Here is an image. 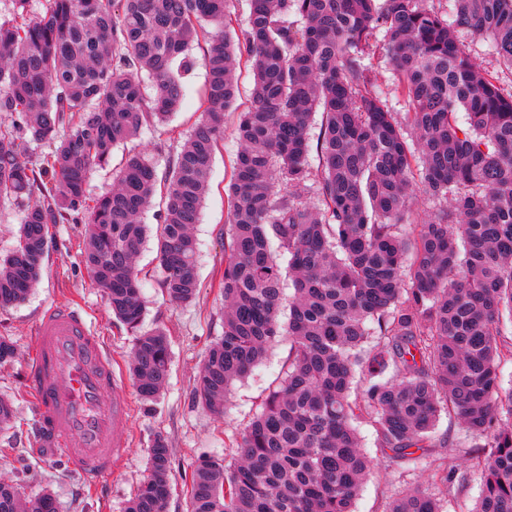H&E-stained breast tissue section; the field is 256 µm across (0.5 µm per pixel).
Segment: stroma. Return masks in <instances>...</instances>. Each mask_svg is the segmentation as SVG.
Returning <instances> with one entry per match:
<instances>
[{"mask_svg":"<svg viewBox=\"0 0 512 512\" xmlns=\"http://www.w3.org/2000/svg\"><path fill=\"white\" fill-rule=\"evenodd\" d=\"M206 83L205 68L196 66L188 79V93L169 124L144 131L139 138L116 147L110 165L92 175L90 194L98 196L111 190L116 171L130 153L146 155L158 170H165L198 117ZM235 122V115H228L200 222L194 227L199 279L195 299L186 304L169 301L162 290L163 274L154 243H147L137 261L147 300L145 325L165 329L171 341L170 378L156 404L143 402L128 373V354L134 343L131 331L112 315L82 263L86 244L83 224L66 221L49 225L51 247L38 283L23 303L0 308V338L13 341L16 351L12 362L0 364V397L13 407L10 427L0 428V480L16 483L22 500L48 493L55 499L58 512H126L147 473V450L154 437L160 435L171 448L172 490L165 512H186V478L198 458L204 454L220 456L233 448L238 433L258 411L269 389L279 382L288 359L289 345L284 340L272 345L252 373L233 386L224 417L212 415L194 395L195 377L205 352L224 333V297L219 282L224 273L225 185L238 149ZM56 303H75L84 308L112 353L116 373L131 404V417L125 428L127 453L102 488L95 491L83 486L80 477L67 468L54 449L35 445L34 403L24 388L23 374L33 360L37 318L42 310ZM358 432L360 448L372 468L354 501V512H386L390 502L408 489L427 486L438 464L466 466L469 456L481 444L454 412L445 410L436 422L434 438L439 443L447 441V448L438 445L419 460L389 469L379 460L374 428L363 422Z\"/></svg>","mask_w":512,"mask_h":512,"instance_id":"35a3bbf8","label":"stroma"}]
</instances>
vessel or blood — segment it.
Returning a JSON list of instances; mask_svg holds the SVG:
<instances>
[{
    "mask_svg": "<svg viewBox=\"0 0 512 512\" xmlns=\"http://www.w3.org/2000/svg\"><path fill=\"white\" fill-rule=\"evenodd\" d=\"M26 386L41 445L58 450L84 485L99 488L124 450L129 399L112 355L84 311L55 304L39 315Z\"/></svg>",
    "mask_w": 512,
    "mask_h": 512,
    "instance_id": "vessel-or-blood-1",
    "label": "vessel or blood"
}]
</instances>
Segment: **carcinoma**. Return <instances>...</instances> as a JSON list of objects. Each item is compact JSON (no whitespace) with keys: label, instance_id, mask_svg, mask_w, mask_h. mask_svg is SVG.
<instances>
[{"label":"carcinoma","instance_id":"1","mask_svg":"<svg viewBox=\"0 0 512 512\" xmlns=\"http://www.w3.org/2000/svg\"><path fill=\"white\" fill-rule=\"evenodd\" d=\"M10 2L0 14V112L17 119L0 123V202L24 208L0 254V307L28 297L48 225L83 222L84 266L135 336L128 368L149 406L171 369L167 334L144 328L135 269L157 169L131 153L112 192L92 197L89 181L115 147L177 112L200 46L207 91L165 175L156 237L167 297L191 302L192 227L236 101L233 69L242 57L251 63L227 187L224 334L206 351L195 393L222 416L231 386L280 339L290 343L288 367L231 458L198 459L188 512H353L371 469L355 423L375 427L382 462L394 468L431 447L446 406L484 441L469 464L483 477L472 512H512V388L498 380V363L512 358L500 326L506 312L512 322V88L459 40L463 31L488 38L512 72V0H454L450 14L434 0H249L237 30L228 0H40L35 12L30 0ZM374 59L389 65L408 112L383 97ZM34 144L51 146L35 165ZM417 187L436 209L405 238ZM147 454L126 512H164L170 496L165 438ZM430 481L446 495L467 470L441 464ZM20 505L18 487L0 482V512ZM25 512H57L56 502L44 493ZM388 512L441 510L416 486Z\"/></svg>","mask_w":512,"mask_h":512}]
</instances>
